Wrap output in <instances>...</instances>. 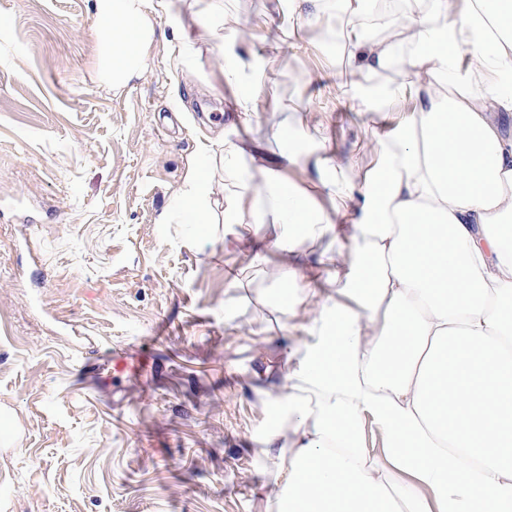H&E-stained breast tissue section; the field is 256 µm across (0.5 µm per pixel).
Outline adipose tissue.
<instances>
[{
	"mask_svg": "<svg viewBox=\"0 0 512 512\" xmlns=\"http://www.w3.org/2000/svg\"><path fill=\"white\" fill-rule=\"evenodd\" d=\"M351 73L407 59L414 110L378 143L379 166L349 175L327 141L294 144L281 163L240 175L232 208L203 170L187 178L184 213L246 243L256 262L283 257L270 299L299 304L306 241L331 238L314 339L284 350L288 373L254 368L250 388L274 419L255 436L278 459L275 512H512V0H427L422 11L365 21V0H339ZM105 78L138 77L157 30L149 0H93ZM470 56L472 67L459 62ZM255 59L221 70L252 124ZM315 173L354 212L326 209L288 173ZM384 440L370 459L364 427Z\"/></svg>",
	"mask_w": 512,
	"mask_h": 512,
	"instance_id": "ef3b65f1",
	"label": "adipose tissue"
}]
</instances>
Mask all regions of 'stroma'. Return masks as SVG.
Returning <instances> with one entry per match:
<instances>
[{"label":"stroma","mask_w":512,"mask_h":512,"mask_svg":"<svg viewBox=\"0 0 512 512\" xmlns=\"http://www.w3.org/2000/svg\"><path fill=\"white\" fill-rule=\"evenodd\" d=\"M92 0H0V512H272L270 421L251 369L287 367L268 290L279 264L224 245V225L172 216L191 167L225 204L202 148L271 134L294 112L357 174L405 107L353 101L318 25L282 42L286 0H229L257 56L253 128L236 126L216 42L165 37L115 91ZM235 272L239 289L227 286Z\"/></svg>","instance_id":"35a3bbf8"}]
</instances>
